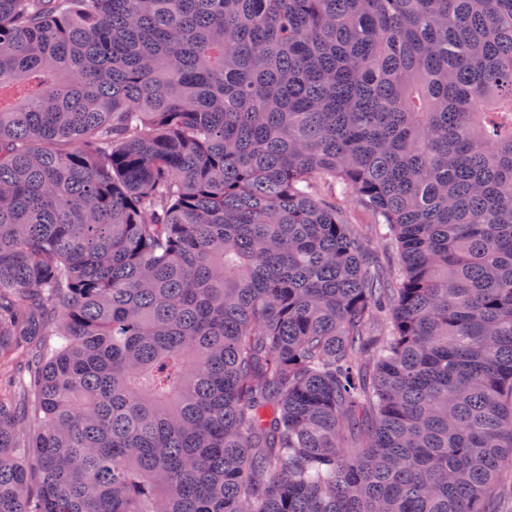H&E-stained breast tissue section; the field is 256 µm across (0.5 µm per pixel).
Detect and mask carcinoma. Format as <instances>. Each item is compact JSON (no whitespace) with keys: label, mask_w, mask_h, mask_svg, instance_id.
Here are the masks:
<instances>
[{"label":"carcinoma","mask_w":512,"mask_h":512,"mask_svg":"<svg viewBox=\"0 0 512 512\" xmlns=\"http://www.w3.org/2000/svg\"><path fill=\"white\" fill-rule=\"evenodd\" d=\"M19 350L0 512H501L512 0H0Z\"/></svg>","instance_id":"obj_1"}]
</instances>
